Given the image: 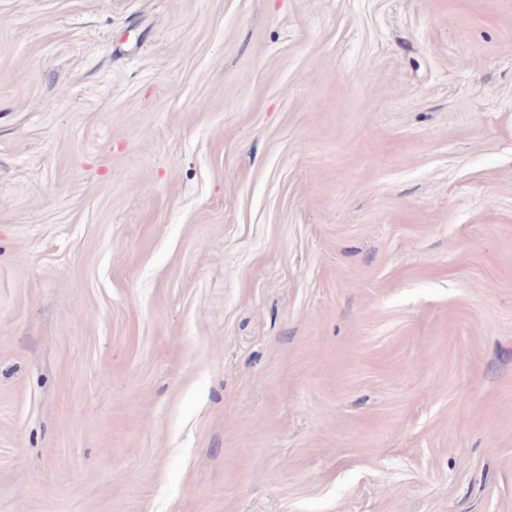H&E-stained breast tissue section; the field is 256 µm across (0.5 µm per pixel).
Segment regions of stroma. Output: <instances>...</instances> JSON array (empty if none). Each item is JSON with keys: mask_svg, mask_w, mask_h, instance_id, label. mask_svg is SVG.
Returning <instances> with one entry per match:
<instances>
[{"mask_svg": "<svg viewBox=\"0 0 512 512\" xmlns=\"http://www.w3.org/2000/svg\"><path fill=\"white\" fill-rule=\"evenodd\" d=\"M0 512H512V0H0Z\"/></svg>", "mask_w": 512, "mask_h": 512, "instance_id": "stroma-1", "label": "stroma"}]
</instances>
